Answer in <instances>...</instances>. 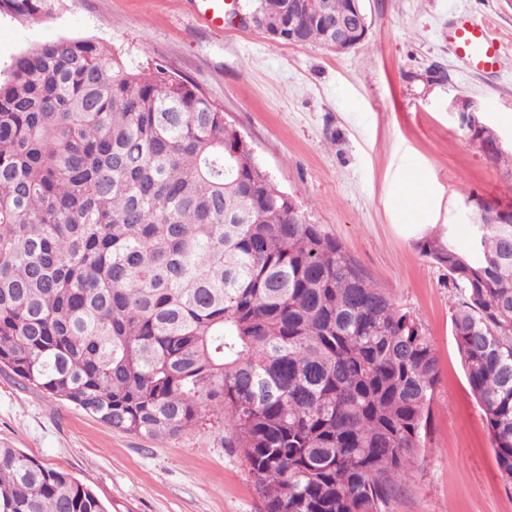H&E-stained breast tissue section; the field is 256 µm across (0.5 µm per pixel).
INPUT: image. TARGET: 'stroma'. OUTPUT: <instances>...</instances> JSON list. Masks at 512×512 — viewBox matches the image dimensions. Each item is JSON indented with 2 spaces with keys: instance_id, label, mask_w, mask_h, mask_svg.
I'll list each match as a JSON object with an SVG mask.
<instances>
[{
  "instance_id": "stroma-1",
  "label": "stroma",
  "mask_w": 512,
  "mask_h": 512,
  "mask_svg": "<svg viewBox=\"0 0 512 512\" xmlns=\"http://www.w3.org/2000/svg\"><path fill=\"white\" fill-rule=\"evenodd\" d=\"M357 47L274 43L259 30L198 18L197 0H62L53 19L0 16V70L33 45L92 37L127 65L165 67L224 111L274 187L336 237L423 326L438 386L423 448L399 472L389 512H512L482 410L451 323L458 298L446 267L423 257L430 234L468 250L478 202L512 203V164L491 162L460 128L452 102L477 101L512 154V0H363ZM487 21L504 53L493 75L469 71L448 25ZM427 182L417 216L398 203L408 173ZM65 470L112 512H263L249 464L224 445L217 418L162 441L116 431L74 404L0 369V445Z\"/></svg>"
}]
</instances>
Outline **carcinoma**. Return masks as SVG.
<instances>
[{"mask_svg":"<svg viewBox=\"0 0 512 512\" xmlns=\"http://www.w3.org/2000/svg\"><path fill=\"white\" fill-rule=\"evenodd\" d=\"M61 0H0L18 21ZM288 41V0H253ZM303 45L335 50L302 15ZM498 162L492 134L471 132ZM421 254L460 291L451 320L512 487V223ZM430 337L277 190L223 110L94 38L0 78V365L107 426L173 437L210 413L264 512H388L424 446ZM0 512H112L70 473L0 447Z\"/></svg>","mask_w":512,"mask_h":512,"instance_id":"carcinoma-1","label":"carcinoma"}]
</instances>
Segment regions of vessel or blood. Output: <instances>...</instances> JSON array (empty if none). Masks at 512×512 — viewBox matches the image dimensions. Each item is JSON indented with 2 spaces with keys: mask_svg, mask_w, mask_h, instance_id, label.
<instances>
[{
  "mask_svg": "<svg viewBox=\"0 0 512 512\" xmlns=\"http://www.w3.org/2000/svg\"><path fill=\"white\" fill-rule=\"evenodd\" d=\"M448 41L462 53L467 67L473 72H492L501 64L500 41L486 22L460 16L448 30Z\"/></svg>",
  "mask_w": 512,
  "mask_h": 512,
  "instance_id": "1",
  "label": "vessel or blood"
}]
</instances>
